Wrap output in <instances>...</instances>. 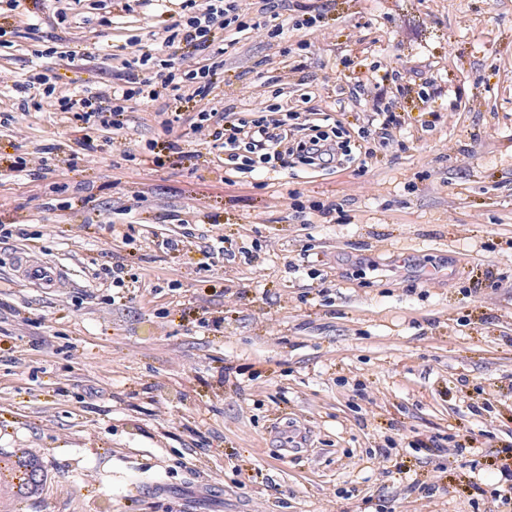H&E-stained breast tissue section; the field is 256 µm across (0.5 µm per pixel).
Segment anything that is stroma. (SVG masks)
<instances>
[{
  "label": "stroma",
  "instance_id": "1",
  "mask_svg": "<svg viewBox=\"0 0 512 512\" xmlns=\"http://www.w3.org/2000/svg\"><path fill=\"white\" fill-rule=\"evenodd\" d=\"M240 4L283 35L216 33L192 63L223 50L224 80L166 97L182 122L133 102L85 153L79 121L16 85L39 70L106 110L139 48L163 86L170 12L0 0V454L45 471L0 512H489L512 443V0ZM282 104L352 133L377 104L409 129L265 174L189 123ZM168 141L182 154L156 162ZM23 259L61 280L29 284Z\"/></svg>",
  "mask_w": 512,
  "mask_h": 512
}]
</instances>
